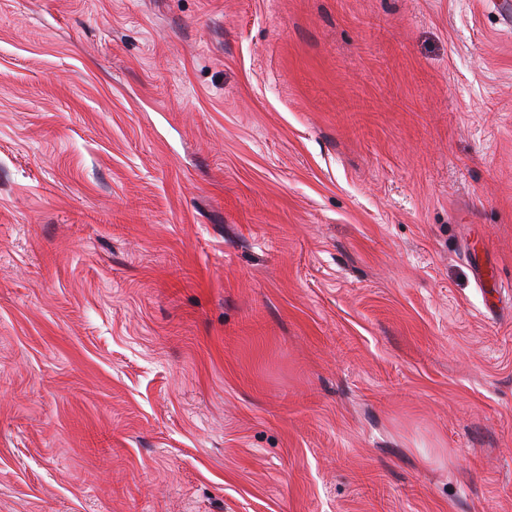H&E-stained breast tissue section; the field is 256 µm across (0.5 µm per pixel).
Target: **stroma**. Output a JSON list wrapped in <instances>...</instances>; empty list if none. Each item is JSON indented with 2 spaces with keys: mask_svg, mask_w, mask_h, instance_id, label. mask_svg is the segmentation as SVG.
Listing matches in <instances>:
<instances>
[{
  "mask_svg": "<svg viewBox=\"0 0 512 512\" xmlns=\"http://www.w3.org/2000/svg\"><path fill=\"white\" fill-rule=\"evenodd\" d=\"M512 0H0V512H512Z\"/></svg>",
  "mask_w": 512,
  "mask_h": 512,
  "instance_id": "stroma-1",
  "label": "stroma"
}]
</instances>
